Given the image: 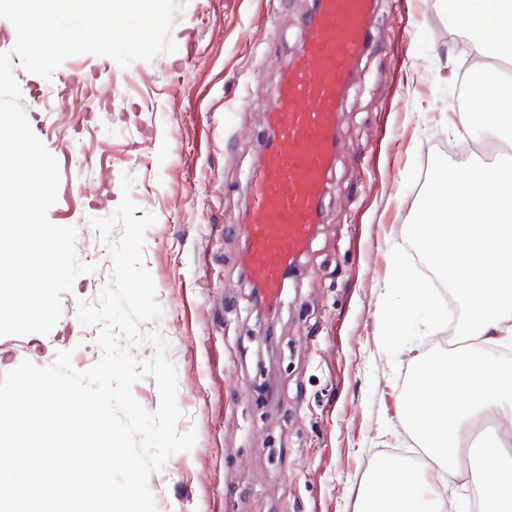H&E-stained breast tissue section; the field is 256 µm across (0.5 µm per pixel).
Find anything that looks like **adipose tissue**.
Masks as SVG:
<instances>
[{"label":"adipose tissue","mask_w":512,"mask_h":512,"mask_svg":"<svg viewBox=\"0 0 512 512\" xmlns=\"http://www.w3.org/2000/svg\"><path fill=\"white\" fill-rule=\"evenodd\" d=\"M456 9L468 21L469 51L482 61L474 95L495 108L475 117L455 114L451 124L511 144L512 81L500 77L496 64L512 59V0H458ZM434 183L423 210L434 218L452 206V222L411 225L409 240L447 273L466 312L468 340L442 363L421 351L413 356L417 380L407 420L439 467L426 475L399 466L372 477L352 512H444L448 491L461 480L486 512H512V432L488 441L491 468L464 473L451 457L461 432L481 416L512 425V362L489 354L512 343V166L472 158L437 173ZM451 383L457 386L452 394Z\"/></svg>","instance_id":"adipose-tissue-1"}]
</instances>
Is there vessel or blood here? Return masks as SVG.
Returning a JSON list of instances; mask_svg holds the SVG:
<instances>
[{"instance_id": "vessel-or-blood-1", "label": "vessel or blood", "mask_w": 512, "mask_h": 512, "mask_svg": "<svg viewBox=\"0 0 512 512\" xmlns=\"http://www.w3.org/2000/svg\"><path fill=\"white\" fill-rule=\"evenodd\" d=\"M373 9L374 0H315L271 96L243 225L246 274L266 304L278 302L319 226L339 107L370 43Z\"/></svg>"}]
</instances>
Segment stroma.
I'll list each match as a JSON object with an SVG mask.
<instances>
[{
  "mask_svg": "<svg viewBox=\"0 0 512 512\" xmlns=\"http://www.w3.org/2000/svg\"><path fill=\"white\" fill-rule=\"evenodd\" d=\"M309 0H177L176 45L120 67L107 57L67 59L51 79L13 60L33 133L56 158L60 183L48 219L77 230L89 272L61 297L48 334L0 336V374L59 352L83 372L102 356L99 329L81 325L79 301L98 304L112 275L109 245L90 221L114 214L122 177L141 211L143 265L161 309L157 334L177 374L176 430L191 450L169 457L148 486L157 512H352L368 465L387 468L405 448L404 418L426 347L427 311H410L382 340L392 244L422 216L416 171L428 145L458 134L445 121L465 64L448 17L420 0H377L371 45L338 114L322 222L269 313L275 349L244 276L246 179L266 133L281 65L298 47Z\"/></svg>",
  "mask_w": 512,
  "mask_h": 512,
  "instance_id": "1",
  "label": "stroma"
}]
</instances>
